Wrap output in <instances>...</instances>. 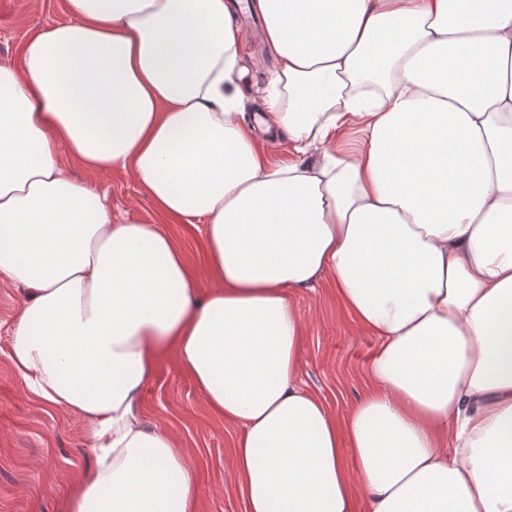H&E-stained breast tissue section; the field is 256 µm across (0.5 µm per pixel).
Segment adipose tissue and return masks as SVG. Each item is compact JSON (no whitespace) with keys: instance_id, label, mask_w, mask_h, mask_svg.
Listing matches in <instances>:
<instances>
[{"instance_id":"1","label":"adipose tissue","mask_w":512,"mask_h":512,"mask_svg":"<svg viewBox=\"0 0 512 512\" xmlns=\"http://www.w3.org/2000/svg\"><path fill=\"white\" fill-rule=\"evenodd\" d=\"M67 9L0 66V278L20 381L91 429L69 512H198L142 408L171 350L242 428L246 512H512V0H251L277 61L251 114L234 0ZM281 131L300 162L259 150ZM66 156L130 171L161 223ZM326 278L376 340L340 419L288 299ZM68 170L76 180L105 192L112 206V215L119 220L138 224L161 223L149 195L130 172L89 170L73 160H69ZM169 230L172 235L181 242L186 259L197 270L203 286L205 288L209 287L211 283L202 264V257L198 248L197 239L192 234H188L180 224L170 225Z\"/></svg>"}]
</instances>
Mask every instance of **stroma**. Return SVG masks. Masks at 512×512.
<instances>
[{
  "instance_id": "35a3bbf8",
  "label": "stroma",
  "mask_w": 512,
  "mask_h": 512,
  "mask_svg": "<svg viewBox=\"0 0 512 512\" xmlns=\"http://www.w3.org/2000/svg\"><path fill=\"white\" fill-rule=\"evenodd\" d=\"M67 0H0V65L16 62L18 46L32 33L67 21ZM248 74L243 86L252 110L256 93L276 58L267 43L243 45ZM70 175L105 192L114 217L138 224L161 218L130 172L94 171L69 161ZM289 299L304 328L300 379L334 418H342L361 392V370L375 339L354 323L329 282L295 288ZM26 301L24 289L0 279V512H67L84 470L93 462L86 423L76 414L45 406L18 382L9 358L10 330ZM148 420L184 448L197 476L199 512H245L232 472L238 426L211 415L175 353H168L143 393Z\"/></svg>"
}]
</instances>
